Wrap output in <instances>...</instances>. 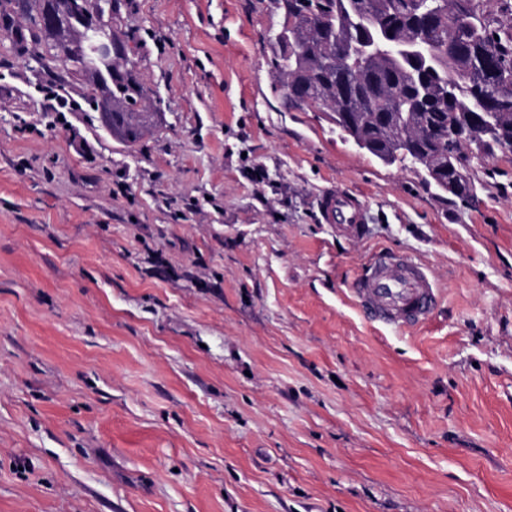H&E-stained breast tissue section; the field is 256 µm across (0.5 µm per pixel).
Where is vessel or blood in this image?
I'll return each mask as SVG.
<instances>
[{
	"label": "vessel or blood",
	"instance_id": "1",
	"mask_svg": "<svg viewBox=\"0 0 512 512\" xmlns=\"http://www.w3.org/2000/svg\"><path fill=\"white\" fill-rule=\"evenodd\" d=\"M318 204L326 223L351 239H361L366 213L351 194L330 190ZM350 292L367 317L399 330L422 324L440 301L427 266L404 253L379 251L356 273Z\"/></svg>",
	"mask_w": 512,
	"mask_h": 512
}]
</instances>
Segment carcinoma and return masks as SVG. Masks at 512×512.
I'll use <instances>...</instances> for the list:
<instances>
[{
	"instance_id": "1",
	"label": "carcinoma",
	"mask_w": 512,
	"mask_h": 512,
	"mask_svg": "<svg viewBox=\"0 0 512 512\" xmlns=\"http://www.w3.org/2000/svg\"><path fill=\"white\" fill-rule=\"evenodd\" d=\"M101 0H0V32L15 53L83 78L112 116V136L137 141L153 122L136 75L130 37L111 24ZM282 22L274 47V90L287 110L328 112L343 134L386 165L419 167L426 184L467 200L473 184L459 171L475 154L494 156L498 140L467 145L448 138L463 121L478 131L512 129V0H277ZM27 26L14 25L17 12ZM100 14L112 36V62L86 42L85 21ZM511 15L508 22L500 14ZM48 14L69 27L62 36ZM366 42L375 51L349 56Z\"/></svg>"
}]
</instances>
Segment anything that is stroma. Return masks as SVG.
<instances>
[{
  "mask_svg": "<svg viewBox=\"0 0 512 512\" xmlns=\"http://www.w3.org/2000/svg\"><path fill=\"white\" fill-rule=\"evenodd\" d=\"M278 19L120 0L133 143L0 49V512H512V157L462 201L284 109ZM379 247L441 289L416 329L350 298ZM323 219L353 240L363 237L366 213L360 202L351 194L330 190L318 200Z\"/></svg>",
  "mask_w": 512,
  "mask_h": 512,
  "instance_id": "obj_1",
  "label": "stroma"
}]
</instances>
